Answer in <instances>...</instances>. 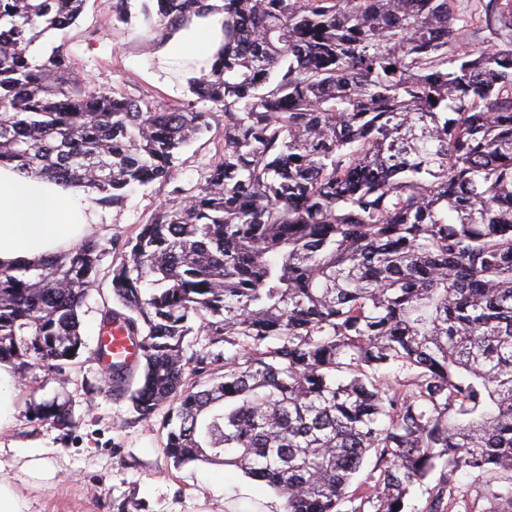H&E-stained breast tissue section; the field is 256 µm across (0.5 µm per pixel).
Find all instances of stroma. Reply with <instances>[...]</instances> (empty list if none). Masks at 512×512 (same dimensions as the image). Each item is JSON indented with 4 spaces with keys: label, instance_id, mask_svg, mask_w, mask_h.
<instances>
[{
    "label": "stroma",
    "instance_id": "stroma-1",
    "mask_svg": "<svg viewBox=\"0 0 512 512\" xmlns=\"http://www.w3.org/2000/svg\"><path fill=\"white\" fill-rule=\"evenodd\" d=\"M142 0H131L127 22L112 16V0H88L77 24L42 41L43 50L64 45L74 73L88 89L116 97L144 98L159 107L185 106L211 113V127L179 155L173 177L133 190L119 206L93 204V235L102 271L81 311L86 346L68 377L33 369L16 379L12 423L0 431V483L20 512H283V500L267 486L230 468L203 463L175 465L163 450L164 411L138 416L110 396L94 358L100 311L112 304L106 276L118 247L160 207L185 204L205 183L223 145L224 120L188 85L170 88L154 77L165 31L146 22ZM486 0H453L463 31L462 49L475 53L512 45V23L485 25ZM95 392H86V384ZM70 398L74 426L60 431L29 415L33 405Z\"/></svg>",
    "mask_w": 512,
    "mask_h": 512
}]
</instances>
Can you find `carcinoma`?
Here are the masks:
<instances>
[{"mask_svg": "<svg viewBox=\"0 0 512 512\" xmlns=\"http://www.w3.org/2000/svg\"><path fill=\"white\" fill-rule=\"evenodd\" d=\"M88 0H0V165L102 205L173 176L209 112L85 92L63 46ZM174 31L207 0H154ZM452 0H224L190 91L224 115L205 185L158 209L111 270L137 361L96 358L141 417L169 406L178 465L234 468L284 512H512V49L448 53ZM512 18L488 0L485 22ZM87 236L0 267V363L64 377L99 275ZM235 348L184 387L186 343ZM142 369L139 385L129 377ZM67 431L69 399L32 408ZM375 456L371 481L354 483ZM463 473L489 480L468 496Z\"/></svg>", "mask_w": 512, "mask_h": 512, "instance_id": "carcinoma-1", "label": "carcinoma"}]
</instances>
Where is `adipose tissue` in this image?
Listing matches in <instances>:
<instances>
[{"label":"adipose tissue","mask_w":512,"mask_h":512,"mask_svg":"<svg viewBox=\"0 0 512 512\" xmlns=\"http://www.w3.org/2000/svg\"><path fill=\"white\" fill-rule=\"evenodd\" d=\"M212 13L193 18L174 32L159 53L158 69L175 68L213 56L223 39V0H209ZM91 204L82 189L0 166V265L33 263L84 238Z\"/></svg>","instance_id":"adipose-tissue-1"}]
</instances>
